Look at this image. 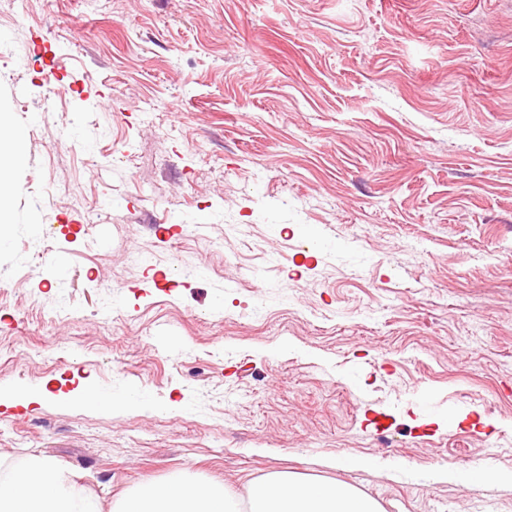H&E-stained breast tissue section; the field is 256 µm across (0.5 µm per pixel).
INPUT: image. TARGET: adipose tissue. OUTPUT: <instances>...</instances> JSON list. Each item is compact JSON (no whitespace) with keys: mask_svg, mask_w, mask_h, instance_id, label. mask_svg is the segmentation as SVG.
I'll list each match as a JSON object with an SVG mask.
<instances>
[{"mask_svg":"<svg viewBox=\"0 0 512 512\" xmlns=\"http://www.w3.org/2000/svg\"><path fill=\"white\" fill-rule=\"evenodd\" d=\"M0 512H99L68 485L55 464L33 459L0 481ZM118 512H380L377 503L351 488L287 471H271L249 485L246 499L223 484L174 478L141 488Z\"/></svg>","mask_w":512,"mask_h":512,"instance_id":"adipose-tissue-1","label":"adipose tissue"}]
</instances>
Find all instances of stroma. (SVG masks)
<instances>
[{"instance_id": "35a3bbf8", "label": "stroma", "mask_w": 512, "mask_h": 512, "mask_svg": "<svg viewBox=\"0 0 512 512\" xmlns=\"http://www.w3.org/2000/svg\"><path fill=\"white\" fill-rule=\"evenodd\" d=\"M1 30L0 387L44 397L0 404V479L512 512V0H0ZM2 114L0 116L1 136H0V249L4 248L8 243V238L4 234V224L6 221V208L4 205L5 186L7 181L4 175L3 164L6 162L9 165H19L24 157V136L20 131L10 133L6 138L2 139ZM5 154V157L3 156Z\"/></svg>"}]
</instances>
